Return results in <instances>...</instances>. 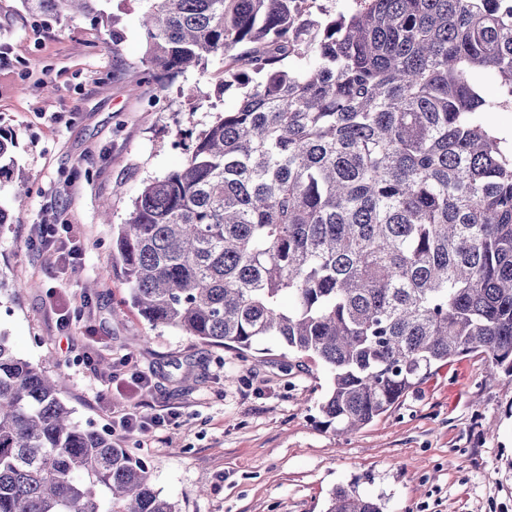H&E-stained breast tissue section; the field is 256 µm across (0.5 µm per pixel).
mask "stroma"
Masks as SVG:
<instances>
[{
	"instance_id": "obj_1",
	"label": "stroma",
	"mask_w": 512,
	"mask_h": 512,
	"mask_svg": "<svg viewBox=\"0 0 512 512\" xmlns=\"http://www.w3.org/2000/svg\"><path fill=\"white\" fill-rule=\"evenodd\" d=\"M100 7L120 20V51L92 21L69 26L0 0V130L15 134V172L30 187L19 203L0 178L10 215L0 227V331L15 352L63 373L75 420L147 458L152 486L181 512H324L340 487L385 512H512V376L489 374L483 354L439 366L387 413L341 434L323 423L320 362L274 340L244 354L210 347L139 315L113 234L144 184L184 162L180 131L199 133L242 90L225 87L220 55L145 82L139 0ZM53 220L70 225L79 264L31 247L35 226ZM188 360L195 378L184 383L177 366ZM125 412L166 421L127 434L113 427Z\"/></svg>"
}]
</instances>
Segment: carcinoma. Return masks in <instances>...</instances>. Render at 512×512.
Segmentation results:
<instances>
[{"label": "carcinoma", "mask_w": 512, "mask_h": 512, "mask_svg": "<svg viewBox=\"0 0 512 512\" xmlns=\"http://www.w3.org/2000/svg\"><path fill=\"white\" fill-rule=\"evenodd\" d=\"M96 2L23 0L68 23ZM141 2L147 79L221 54L244 92L113 238L140 314L321 362L320 410L347 431L453 358L511 376L512 143L486 114L512 109V0H357L337 19L316 0ZM14 146L0 133V177ZM0 512L179 510L0 333ZM325 512L383 505L340 488Z\"/></svg>", "instance_id": "obj_1"}]
</instances>
